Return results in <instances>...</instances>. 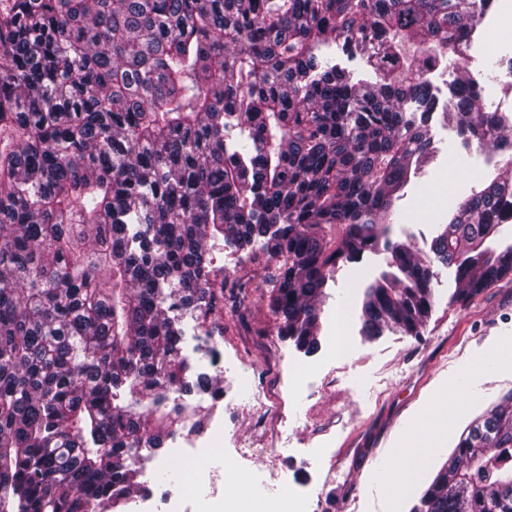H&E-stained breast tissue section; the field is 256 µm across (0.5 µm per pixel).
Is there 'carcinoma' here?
Wrapping results in <instances>:
<instances>
[{"label": "carcinoma", "mask_w": 512, "mask_h": 512, "mask_svg": "<svg viewBox=\"0 0 512 512\" xmlns=\"http://www.w3.org/2000/svg\"><path fill=\"white\" fill-rule=\"evenodd\" d=\"M492 4L0 0V512L115 508L146 492L141 449L199 433L201 407L169 393L224 394L180 356L181 317L220 304L211 240L262 242L278 333L307 350L338 262L381 245L394 271L366 288L362 328L420 334L432 272L388 225L436 111L467 145L512 139L468 71L442 100L424 77ZM329 41L370 52L376 81L323 60ZM479 181L431 245L459 301L512 276V245L484 246L512 206V159ZM410 512H512V396Z\"/></svg>", "instance_id": "cac0c4a2"}]
</instances>
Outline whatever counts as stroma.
<instances>
[{
	"label": "stroma",
	"mask_w": 512,
	"mask_h": 512,
	"mask_svg": "<svg viewBox=\"0 0 512 512\" xmlns=\"http://www.w3.org/2000/svg\"><path fill=\"white\" fill-rule=\"evenodd\" d=\"M427 134L430 154L396 202L400 217L389 227L390 239L411 244L433 274L434 302L420 335L392 327L377 336L361 330L363 291L389 265L384 249L339 264L325 286L318 306L321 336H329L340 313L350 316L351 345L335 358L325 346L307 351L279 336L265 297L268 257L262 249L247 254L209 242L214 269L245 284L249 304L237 307L228 295L222 320L201 326L184 318L181 356L192 373H222L226 392L244 378L263 396L259 403L244 398L232 412L211 407L204 413L226 428L224 463L238 476L228 489L230 512L238 507L240 479L266 489L276 472L287 473L303 512H409L463 429L512 394V358L504 356L512 351V282L457 302L455 267L431 251L448 208L428 203L435 175L446 176L449 197L461 200L476 185L472 171L492 170L501 157L465 146L438 113ZM292 362L309 371L291 395L286 366ZM435 436L439 445L424 467L411 481L393 484L414 448ZM183 443L179 435L169 439L156 460L142 465L138 480L154 495L176 486L179 468L171 454ZM246 446L271 454L248 456Z\"/></svg>",
	"instance_id": "1"
}]
</instances>
